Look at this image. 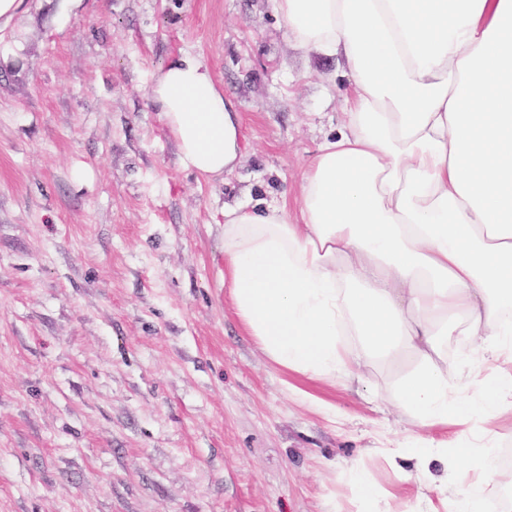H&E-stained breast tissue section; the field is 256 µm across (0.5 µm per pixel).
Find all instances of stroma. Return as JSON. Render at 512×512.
<instances>
[{
  "instance_id": "obj_1",
  "label": "stroma",
  "mask_w": 512,
  "mask_h": 512,
  "mask_svg": "<svg viewBox=\"0 0 512 512\" xmlns=\"http://www.w3.org/2000/svg\"><path fill=\"white\" fill-rule=\"evenodd\" d=\"M183 52L241 114L221 179L179 164L149 96ZM346 86L273 0H25L0 30V512H363L351 466L414 498L377 447L417 427L386 396L297 404L224 289L225 209L295 210Z\"/></svg>"
}]
</instances>
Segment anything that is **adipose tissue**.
<instances>
[{"mask_svg": "<svg viewBox=\"0 0 512 512\" xmlns=\"http://www.w3.org/2000/svg\"><path fill=\"white\" fill-rule=\"evenodd\" d=\"M299 47L340 56L345 120L310 159L296 212L224 214V286L247 336L282 371L325 385L388 372L421 436L416 500L349 482L367 512H482L495 421L512 415V0H274ZM150 98L182 166L239 164L241 121L185 52ZM471 353L448 363V339ZM480 421L468 444L451 425ZM436 503H429V493Z\"/></svg>", "mask_w": 512, "mask_h": 512, "instance_id": "ef3b65f1", "label": "adipose tissue"}]
</instances>
